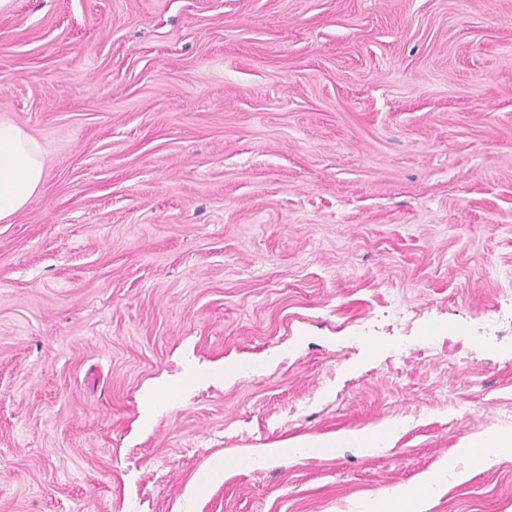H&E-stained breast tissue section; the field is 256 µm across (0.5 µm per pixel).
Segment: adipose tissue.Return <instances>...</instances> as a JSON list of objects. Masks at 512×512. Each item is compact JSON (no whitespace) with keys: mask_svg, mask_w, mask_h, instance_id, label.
<instances>
[{"mask_svg":"<svg viewBox=\"0 0 512 512\" xmlns=\"http://www.w3.org/2000/svg\"><path fill=\"white\" fill-rule=\"evenodd\" d=\"M44 183L43 149L40 143L11 119L0 116V221L10 220L20 212ZM395 428L378 432L355 433L333 438H303L283 441L279 454L293 457L302 449L314 448L326 456L339 448H358L369 452L392 441ZM512 452V434L490 432L462 441L458 458L468 460L473 470L488 467L492 457ZM440 482L431 474L420 483L396 490L380 501L382 512H424L425 503Z\"/></svg>","mask_w":512,"mask_h":512,"instance_id":"adipose-tissue-1","label":"adipose tissue"}]
</instances>
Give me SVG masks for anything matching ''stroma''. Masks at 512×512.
I'll use <instances>...</instances> for the list:
<instances>
[{
    "instance_id": "stroma-1",
    "label": "stroma",
    "mask_w": 512,
    "mask_h": 512,
    "mask_svg": "<svg viewBox=\"0 0 512 512\" xmlns=\"http://www.w3.org/2000/svg\"><path fill=\"white\" fill-rule=\"evenodd\" d=\"M0 115V512H368L512 434V0H13ZM43 183L40 143L14 121L0 116V221L20 212ZM396 434L394 427H388L382 431L371 433H355L333 438H303L283 441L279 448H274L277 454L296 457L302 448H316L324 456L333 455L336 448H360L364 452H370L381 444L392 441ZM457 447L458 458L468 460L476 472L488 467L492 456L512 452V434L490 432L466 439Z\"/></svg>"
}]
</instances>
